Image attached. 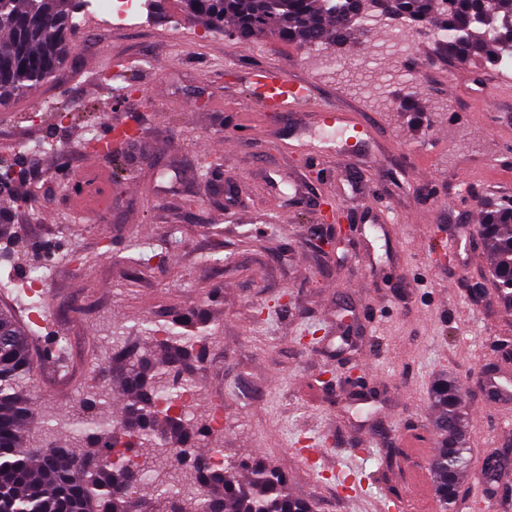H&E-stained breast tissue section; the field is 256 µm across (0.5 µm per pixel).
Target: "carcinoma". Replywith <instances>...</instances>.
Instances as JSON below:
<instances>
[{
    "label": "carcinoma",
    "instance_id": "carcinoma-1",
    "mask_svg": "<svg viewBox=\"0 0 512 512\" xmlns=\"http://www.w3.org/2000/svg\"><path fill=\"white\" fill-rule=\"evenodd\" d=\"M210 30L240 38L273 37L326 49L358 41L383 27L405 37L436 32L431 65L480 59L512 63V0H181ZM80 0H0V105L49 80L66 58ZM477 233L487 252L492 287L512 306V197L482 207ZM208 317L196 309L164 324L146 322L112 332V395L89 393L65 415H47L48 442L29 448L25 428L31 345L37 329L0 309V512H315L293 496L286 472L252 459L241 468L210 462L211 432L183 413L157 409L178 400L171 373L197 386L190 362L206 340ZM164 339L154 342L157 333ZM439 442L430 460L434 493L444 504L459 496L469 468V422L454 382L431 389ZM132 430L143 473L128 491L130 472L112 464L117 430ZM187 465L193 482L178 469Z\"/></svg>",
    "mask_w": 512,
    "mask_h": 512
}]
</instances>
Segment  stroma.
<instances>
[{"label": "stroma", "instance_id": "stroma-1", "mask_svg": "<svg viewBox=\"0 0 512 512\" xmlns=\"http://www.w3.org/2000/svg\"><path fill=\"white\" fill-rule=\"evenodd\" d=\"M76 22L66 63L0 117V165L22 162L28 170L25 182L0 194L19 239L16 265L28 269L42 245L80 255L57 257L44 318L0 292V307L21 322L38 321L42 332L73 343L59 361L60 380L41 352L33 354L27 446H43V415L67 413L91 387L110 392L112 326L165 323L201 307L209 332L191 372L201 392L198 419L224 411L213 446L223 448L226 465L253 457L287 472L292 494L314 501L317 512H381L388 497L412 498L406 475L429 460L411 456L401 440L436 442L430 388L441 374L460 385L473 461L503 453L512 429L499 427L476 372L500 359L496 342L512 337V308L492 292L470 299L469 282L487 271L481 250L462 268L440 248L451 237L476 239L477 199L512 196V102L484 103L512 86V73L428 65L432 38L421 34L405 67L410 84L389 85L391 103L380 108L369 90L325 75L321 52L206 29L175 0L134 28L106 33L85 14ZM116 59L133 65L112 80L99 76L100 65ZM264 66L313 87L298 112L313 140L327 133L316 114L338 102L374 126L359 151L369 191L337 194L343 161L327 169L283 150L289 115L264 111L245 84ZM408 87L439 113L437 122L416 124L400 112L396 100ZM248 120L255 136L239 132ZM132 122L134 163L105 159L109 208L74 217L58 151L68 152L73 168L86 167L87 138ZM231 133L234 147L219 148ZM24 144L40 150L21 156ZM270 169L301 174L307 198L293 211L283 210L291 185L265 191ZM332 198L355 230L322 253L321 204ZM373 206L394 216L377 234L364 222ZM135 237L158 246L139 271L126 251ZM349 357L365 387L345 382ZM387 448L397 451L389 467ZM474 477L464 474L455 502L429 496V512H512V486L502 500L480 498Z\"/></svg>", "mask_w": 512, "mask_h": 512}]
</instances>
